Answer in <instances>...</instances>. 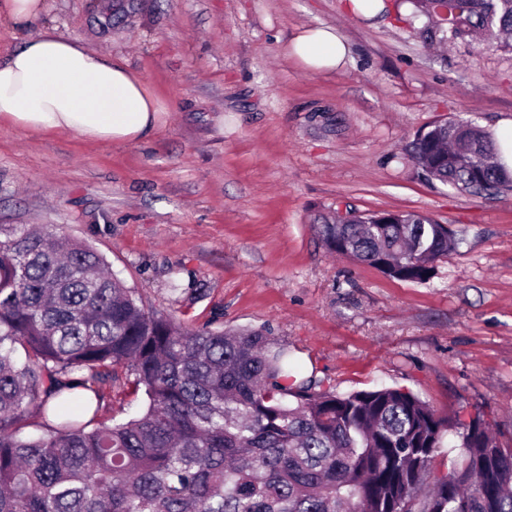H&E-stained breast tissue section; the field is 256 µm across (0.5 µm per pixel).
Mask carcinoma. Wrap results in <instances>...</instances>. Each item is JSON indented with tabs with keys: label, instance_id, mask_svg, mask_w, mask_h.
<instances>
[{
	"label": "carcinoma",
	"instance_id": "obj_1",
	"mask_svg": "<svg viewBox=\"0 0 512 512\" xmlns=\"http://www.w3.org/2000/svg\"><path fill=\"white\" fill-rule=\"evenodd\" d=\"M405 4L430 21L448 9L446 42L512 52V0ZM405 151L427 181L512 190L483 132L452 118ZM314 230L329 252L416 283L459 246L414 211L354 209ZM119 381L144 394L138 416L102 415ZM447 435L462 459L437 475ZM0 512H512V448L485 413L463 424L403 389L313 392L268 330L154 311L91 246L0 224Z\"/></svg>",
	"mask_w": 512,
	"mask_h": 512
}]
</instances>
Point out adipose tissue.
Wrapping results in <instances>:
<instances>
[{
  "mask_svg": "<svg viewBox=\"0 0 512 512\" xmlns=\"http://www.w3.org/2000/svg\"><path fill=\"white\" fill-rule=\"evenodd\" d=\"M44 0H0L4 19L25 35L0 60V123L55 129L101 142H135L153 131L157 104L142 77L121 59L86 48L52 29H32ZM292 53L317 70L336 68L347 53L331 30L307 29Z\"/></svg>",
  "mask_w": 512,
  "mask_h": 512,
  "instance_id": "obj_1",
  "label": "adipose tissue"
}]
</instances>
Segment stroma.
Instances as JSON below:
<instances>
[{
    "label": "stroma",
    "mask_w": 512,
    "mask_h": 512,
    "mask_svg": "<svg viewBox=\"0 0 512 512\" xmlns=\"http://www.w3.org/2000/svg\"><path fill=\"white\" fill-rule=\"evenodd\" d=\"M349 0H46L39 23L137 71L159 106L131 143L0 124V224L91 245L156 311L269 329L337 394L412 391L439 414L484 411L512 446V192L427 181L405 154L456 117L512 120V52L426 36V18ZM330 27L332 70L291 53ZM417 211L459 247L427 284L327 252L315 217Z\"/></svg>",
    "instance_id": "35a3bbf8"
}]
</instances>
